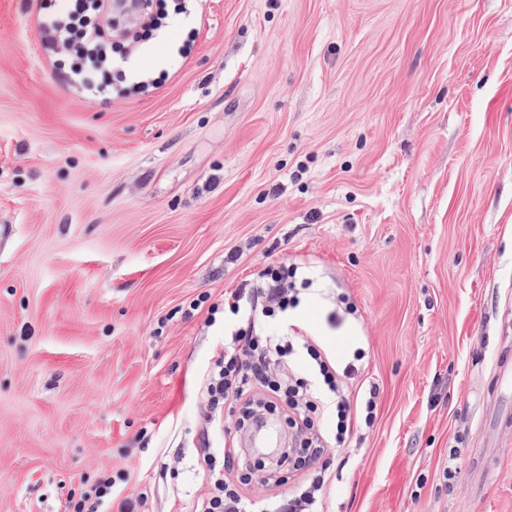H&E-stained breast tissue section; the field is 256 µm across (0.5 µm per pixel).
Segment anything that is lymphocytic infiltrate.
<instances>
[{
	"mask_svg": "<svg viewBox=\"0 0 512 512\" xmlns=\"http://www.w3.org/2000/svg\"><path fill=\"white\" fill-rule=\"evenodd\" d=\"M203 2L136 0L138 22L127 27L115 21L108 0H40L38 29L45 51L62 66L64 86L107 102L162 86L164 76L137 69V56L174 19L202 14ZM298 272L295 264L269 265L253 282L225 297V311L239 324L224 330V346L205 374L201 410L206 423L216 428L221 427L228 404L259 402L284 411L300 445L283 449L281 462L301 473L302 480L288 490L285 477L268 470L264 481L272 492L254 500L242 476L243 455L228 448L219 457L205 449L198 467L209 491L193 503L191 512H323L330 469L327 450L349 445L355 434L375 424L378 387L350 389L364 372V350H356L340 367L312 337L297 331L287 336L267 333V322L287 319L298 306L301 291L312 286V278L299 277ZM301 356L308 359V370L299 369ZM328 410L335 415L334 427L332 433L322 434L315 424Z\"/></svg>",
	"mask_w": 512,
	"mask_h": 512,
	"instance_id": "1",
	"label": "lymphocytic infiltrate"
}]
</instances>
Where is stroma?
<instances>
[{
  "label": "stroma",
  "mask_w": 512,
  "mask_h": 512,
  "mask_svg": "<svg viewBox=\"0 0 512 512\" xmlns=\"http://www.w3.org/2000/svg\"><path fill=\"white\" fill-rule=\"evenodd\" d=\"M37 13L0 0V512H119L130 479L189 512L224 296L274 262L379 387L324 512H512V0H207L107 103Z\"/></svg>",
  "instance_id": "stroma-1"
}]
</instances>
